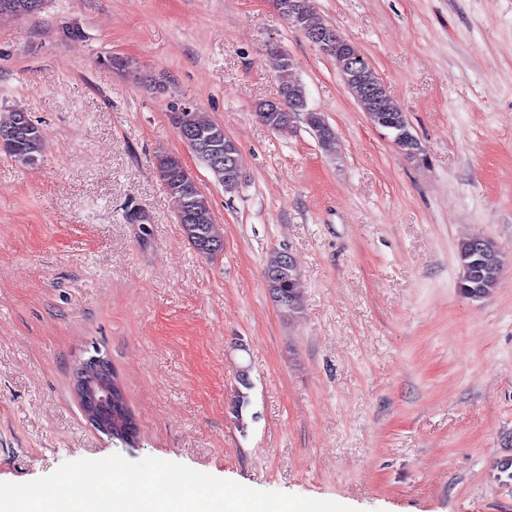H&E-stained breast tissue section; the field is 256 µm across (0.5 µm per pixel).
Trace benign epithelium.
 I'll list each match as a JSON object with an SVG mask.
<instances>
[{"label": "benign epithelium", "mask_w": 512, "mask_h": 512, "mask_svg": "<svg viewBox=\"0 0 512 512\" xmlns=\"http://www.w3.org/2000/svg\"><path fill=\"white\" fill-rule=\"evenodd\" d=\"M310 38L321 52L328 55L334 51L348 52L352 44L337 41V33L331 27H323L311 32ZM367 109L372 112H386V89H371L364 96ZM200 149L211 159V167L224 171V191L232 193L238 189L243 177L242 165L235 149L229 140L221 141L211 136L199 142ZM114 370L108 358L92 355L80 362L74 370L73 390L85 410L89 423L109 438L115 444L124 448L136 446L137 433L134 419L127 417L126 422L119 424V430L112 429V412L105 411L104 405L119 404L118 397L112 392L104 393L97 387L98 379L102 378L109 384L116 385L118 381L112 378Z\"/></svg>", "instance_id": "benign-epithelium-1"}]
</instances>
